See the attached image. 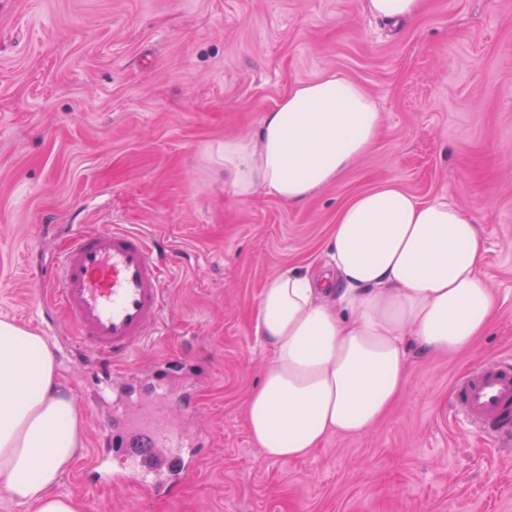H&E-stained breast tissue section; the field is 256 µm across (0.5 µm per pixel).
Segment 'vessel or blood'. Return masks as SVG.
<instances>
[{"label": "vessel or blood", "instance_id": "obj_1", "mask_svg": "<svg viewBox=\"0 0 512 512\" xmlns=\"http://www.w3.org/2000/svg\"><path fill=\"white\" fill-rule=\"evenodd\" d=\"M168 272L141 230L117 224L74 235L51 274L44 305L59 309L49 334L72 335L77 350L92 354L106 373H125L131 355L163 324ZM452 408L492 443L512 440V359L499 358L458 376ZM103 438L114 455L134 464L128 482L171 498L188 464L187 435L169 406L148 402L132 415L115 414Z\"/></svg>", "mask_w": 512, "mask_h": 512}]
</instances>
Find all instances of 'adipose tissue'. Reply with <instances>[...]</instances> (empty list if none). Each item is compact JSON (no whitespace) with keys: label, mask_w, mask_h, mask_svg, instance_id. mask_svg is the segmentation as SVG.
I'll return each instance as SVG.
<instances>
[{"label":"adipose tissue","mask_w":512,"mask_h":512,"mask_svg":"<svg viewBox=\"0 0 512 512\" xmlns=\"http://www.w3.org/2000/svg\"><path fill=\"white\" fill-rule=\"evenodd\" d=\"M379 109L333 71L299 80L256 129L217 148L224 192L291 203L336 182L375 142ZM486 241L459 206L386 182L336 215L323 275L274 273L254 331L269 355L245 404L251 439L273 460L307 456L328 436L361 437L402 396L409 343L453 356L485 334L497 299L483 274ZM82 415L44 338L0 320V491L25 512H83L57 488Z\"/></svg>","instance_id":"adipose-tissue-1"}]
</instances>
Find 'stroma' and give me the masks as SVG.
Listing matches in <instances>:
<instances>
[{
    "label": "stroma",
    "mask_w": 512,
    "mask_h": 512,
    "mask_svg": "<svg viewBox=\"0 0 512 512\" xmlns=\"http://www.w3.org/2000/svg\"><path fill=\"white\" fill-rule=\"evenodd\" d=\"M327 69L377 102L371 150L302 204L225 195V136ZM386 181L475 220L496 317L469 351L413 353L368 435L267 459L244 417L268 365L259 293L282 268L321 270L337 212ZM115 224L155 239L170 278L164 336L113 389L160 382L189 403L199 457L172 500L94 483L112 403L97 365L54 336L83 416L60 492L99 512H512V446L450 411L457 375L512 355V0H427L397 25L361 0H0V319L42 333L40 289L68 240Z\"/></svg>",
    "instance_id": "stroma-1"
}]
</instances>
